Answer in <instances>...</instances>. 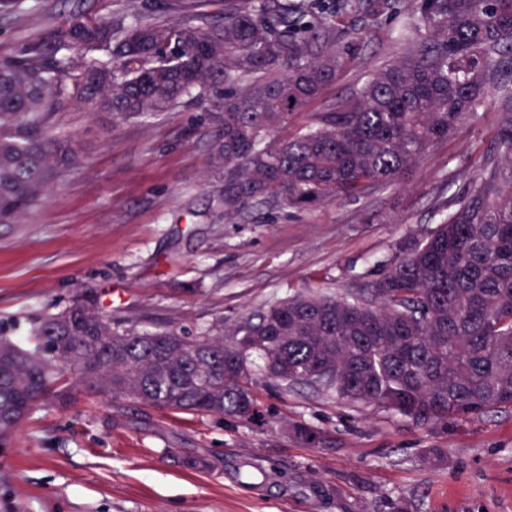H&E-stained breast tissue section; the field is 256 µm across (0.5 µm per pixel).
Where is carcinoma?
Wrapping results in <instances>:
<instances>
[{
    "mask_svg": "<svg viewBox=\"0 0 512 512\" xmlns=\"http://www.w3.org/2000/svg\"><path fill=\"white\" fill-rule=\"evenodd\" d=\"M241 0L224 17L158 25L142 0L104 22L76 17L0 59V223L78 161L51 131L61 105L117 119L195 104L217 127L210 162L224 171L211 206L311 209L393 185L496 91L493 152L460 206L426 239L401 246L369 297L298 295L224 332L139 331L77 302L42 319L21 346L0 336V447L25 416L77 387L114 400L263 423L249 357L272 384L306 382L341 399L442 427L512 408V0ZM39 10L0 0L1 14ZM403 17L406 49L306 132L260 147L288 114L320 96L360 39L358 23ZM105 50L74 66L69 52ZM75 377L53 390L57 375ZM308 448L320 429L288 423Z\"/></svg>",
    "mask_w": 512,
    "mask_h": 512,
    "instance_id": "cac0c4a2",
    "label": "carcinoma"
}]
</instances>
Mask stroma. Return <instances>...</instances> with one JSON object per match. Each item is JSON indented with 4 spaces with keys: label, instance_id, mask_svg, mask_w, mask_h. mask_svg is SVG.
<instances>
[{
    "label": "stroma",
    "instance_id": "1",
    "mask_svg": "<svg viewBox=\"0 0 512 512\" xmlns=\"http://www.w3.org/2000/svg\"><path fill=\"white\" fill-rule=\"evenodd\" d=\"M150 21L223 16L225 0H147ZM125 0H41L38 19L0 17V56L77 15L105 20ZM401 25L363 28L350 62L267 144L403 52ZM58 135L80 151L48 194L0 223V334L29 342L38 319L100 299L149 329L233 327L302 294H363L375 264L426 237L456 209L499 126L495 97L398 184L295 211L252 202L231 219L210 207L224 183L209 163L212 127L186 103L119 124L62 106ZM277 423L146 407L73 393L33 409L0 449V512H512V410L417 428L384 408L304 383L258 379ZM323 430L327 448L288 439L283 421ZM443 448L433 462L427 449Z\"/></svg>",
    "mask_w": 512,
    "mask_h": 512
}]
</instances>
